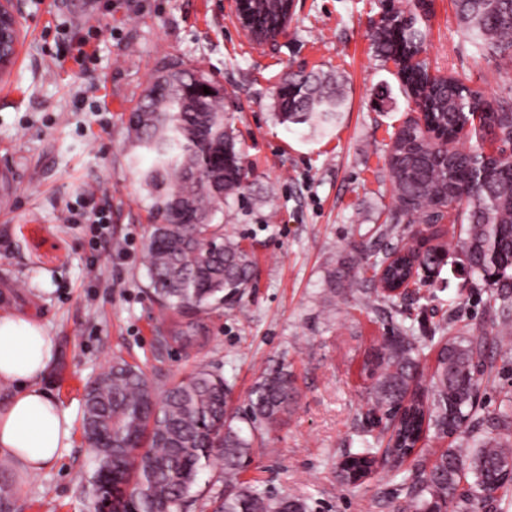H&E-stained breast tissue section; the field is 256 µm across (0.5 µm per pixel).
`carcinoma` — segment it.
<instances>
[{
    "instance_id": "cac0c4a2",
    "label": "carcinoma",
    "mask_w": 512,
    "mask_h": 512,
    "mask_svg": "<svg viewBox=\"0 0 512 512\" xmlns=\"http://www.w3.org/2000/svg\"><path fill=\"white\" fill-rule=\"evenodd\" d=\"M468 42L478 52L512 62V0H453ZM401 22L371 33L375 56L393 62L404 95L422 101L423 117L406 118L390 135L387 174L393 186L391 220L413 216L423 224L447 218L463 225L457 247L470 270L491 290L512 288V163L485 156L483 141H512V100L486 107L482 95L454 76L432 78L423 53L425 14L419 0H382ZM288 3L271 5L266 33ZM169 88L160 99L145 90L127 120L132 164L151 199L153 224L146 244L147 288L172 309H206L235 298L252 280V254L214 222L216 206L236 199L247 173L241 169L234 129L224 118V97L207 95L193 107L188 89L205 76L175 62L163 66ZM273 98L280 123L325 134L346 106L341 80L331 73L290 71ZM198 219L183 224L177 211ZM396 258L372 262L379 287L404 282L413 266L442 269L449 248L404 245ZM496 338H448L439 348L427 400L408 398L420 377L421 346L413 328L387 330L371 362L366 390L370 410L403 408L386 448L398 472L424 438H449L428 472L420 475L397 512H491L512 485V440L473 435L481 421L482 379L492 374ZM297 389L283 369L255 383L248 409L227 412L224 376L200 366L158 392L137 366L124 360L87 384L84 434L94 441L98 466L88 479L94 508L110 498L121 512H177L197 484L200 469L224 462L228 491L214 512H307L301 498L270 496L237 481L254 449L288 413ZM378 453L374 445L345 456L338 477H357Z\"/></svg>"
}]
</instances>
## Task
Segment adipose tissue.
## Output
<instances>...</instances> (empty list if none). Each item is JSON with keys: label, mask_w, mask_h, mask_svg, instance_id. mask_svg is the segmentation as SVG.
I'll return each mask as SVG.
<instances>
[{"label": "adipose tissue", "mask_w": 512, "mask_h": 512, "mask_svg": "<svg viewBox=\"0 0 512 512\" xmlns=\"http://www.w3.org/2000/svg\"><path fill=\"white\" fill-rule=\"evenodd\" d=\"M54 357V340L38 321L0 317V383L15 389L0 402V454L33 474L52 468L72 441L71 415L43 385Z\"/></svg>", "instance_id": "ef3b65f1"}]
</instances>
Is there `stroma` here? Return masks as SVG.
Here are the masks:
<instances>
[{
	"instance_id": "obj_1",
	"label": "stroma",
	"mask_w": 512,
	"mask_h": 512,
	"mask_svg": "<svg viewBox=\"0 0 512 512\" xmlns=\"http://www.w3.org/2000/svg\"><path fill=\"white\" fill-rule=\"evenodd\" d=\"M22 33L10 72L0 78V172L14 176L10 207H0V316L41 323L56 346L46 388L75 419L72 445L54 467L29 476L0 456V475L20 491L12 512H94L85 479L97 467L81 419L86 385L120 358L159 387L198 365L222 374L231 412L267 370L285 368L298 397L254 456L242 480L270 494L301 497L308 512H394L403 477L379 468L361 485L336 466L373 440L361 372L391 323L413 326L424 352L428 391L441 329L495 336L512 314V289L489 299L483 280L454 253L440 276L403 297H377L372 271L332 290L330 274L365 246L391 248L439 233L456 245L459 227L387 223L393 204L385 154L412 109L368 37L379 0H296L288 34L256 50L239 30L232 0H16ZM425 56L485 100L512 99V66L476 54L451 0H431ZM96 45L77 65L72 33ZM178 60L223 86L248 170L244 195L217 215L254 259L253 278L232 301L196 314L193 346L171 331L180 317L147 289L145 242L150 200L131 163L125 123L163 63ZM333 71L345 79L346 108L328 136H300L274 117L272 92L288 70ZM103 210L100 224H72L73 213ZM481 387L486 416L512 399V341ZM224 494V464L211 461L181 512H212Z\"/></svg>"
}]
</instances>
